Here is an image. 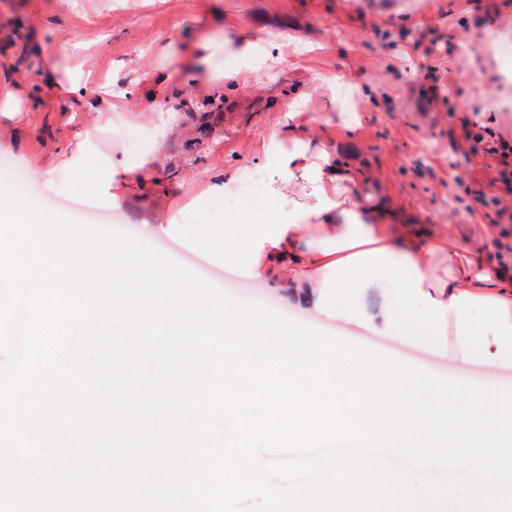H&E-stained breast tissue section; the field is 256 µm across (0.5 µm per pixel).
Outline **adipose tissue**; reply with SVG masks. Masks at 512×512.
I'll use <instances>...</instances> for the list:
<instances>
[{"label":"adipose tissue","mask_w":512,"mask_h":512,"mask_svg":"<svg viewBox=\"0 0 512 512\" xmlns=\"http://www.w3.org/2000/svg\"><path fill=\"white\" fill-rule=\"evenodd\" d=\"M210 42L178 58L181 72L210 85L238 79V71L217 73ZM294 147L281 155L284 180L307 173L316 204L298 211L280 196L267 223L250 233L210 242L225 264L242 265L252 277L283 287L289 303L311 309L327 320L364 326L401 338L402 319H410L431 336L450 362L481 360L496 367L512 354V264L488 248L468 247L397 223L393 207L379 197L351 200L346 186L361 177L344 166L335 150L310 154L298 145L296 127L281 130ZM307 247H299L304 233ZM396 276L397 299H382L374 311H352L335 301L350 288H375V265Z\"/></svg>","instance_id":"adipose-tissue-1"}]
</instances>
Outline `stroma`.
Returning a JSON list of instances; mask_svg holds the SVG:
<instances>
[{"label": "stroma", "instance_id": "obj_1", "mask_svg": "<svg viewBox=\"0 0 512 512\" xmlns=\"http://www.w3.org/2000/svg\"><path fill=\"white\" fill-rule=\"evenodd\" d=\"M277 43L271 58L245 67L232 40ZM213 38L217 68L240 70L224 88L158 82L155 58ZM512 49V0H0V186L84 222L93 210L125 221L129 234L221 286L326 334L336 328L289 305L270 284L201 241L265 220L281 185L276 151L282 125L300 126L310 150L335 148L364 175L354 192L386 197L410 224H444L451 239L481 238L495 225L497 250L512 256V154L487 153L489 139L512 141V104H499L495 54ZM78 80L79 97L64 90ZM126 88L113 103V82ZM223 99L224 120L190 162L181 100ZM155 153L163 177L113 185L112 160L136 165ZM50 179H43L44 169ZM238 182L209 192L221 172ZM164 224L153 236L149 225ZM193 225L194 239L182 229ZM425 359L436 376L512 389V362L449 367L422 331L389 341Z\"/></svg>", "mask_w": 512, "mask_h": 512}]
</instances>
